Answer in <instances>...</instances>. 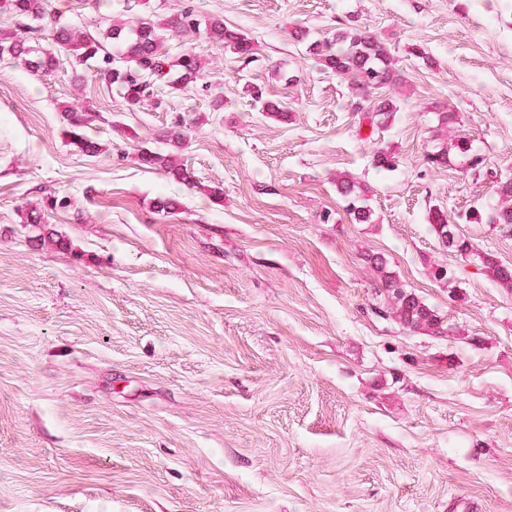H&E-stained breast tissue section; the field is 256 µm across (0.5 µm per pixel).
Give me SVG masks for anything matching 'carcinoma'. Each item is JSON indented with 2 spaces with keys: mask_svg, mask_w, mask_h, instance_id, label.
Returning a JSON list of instances; mask_svg holds the SVG:
<instances>
[{
  "mask_svg": "<svg viewBox=\"0 0 512 512\" xmlns=\"http://www.w3.org/2000/svg\"><path fill=\"white\" fill-rule=\"evenodd\" d=\"M0 12L39 22L35 31L43 40L82 62L102 58L98 79L106 87L118 89L131 110L151 99L153 86L158 83L171 88L182 87L204 76L207 57L202 48L191 47L173 58L163 51L171 33L192 30L204 43L222 44L244 63L252 61L255 54L254 41L247 32L230 29L223 19L216 17L202 24L189 9L166 16L147 13L134 19L115 18L97 36L76 27L56 24L50 17L48 0H0ZM0 52L7 53L33 75L50 70L55 64L53 53L37 49L30 44L29 38H22L13 31H0ZM309 52L321 72L351 79L358 125L367 124L374 131L391 124L397 107L393 101L377 98L375 94L398 84L400 72L386 44L373 29L368 26L338 29L333 38L312 42ZM91 119L89 112L67 113L68 129L64 130V135L76 151L96 156L104 152L102 145L83 131ZM456 120V113L452 111L438 113L435 138L443 139L454 128ZM187 129L188 123L181 119L169 128L165 138L170 144L179 146L186 140ZM138 158L142 165L156 168L179 182L191 180L188 169L177 163L170 153L142 149ZM336 189L347 202L346 210L353 221L358 224L373 222L369 205L371 188L367 184L343 174L336 177ZM492 196V203L470 212L467 220L476 224L512 225V177L497 179ZM69 205L68 198L50 195L44 200V206L29 209L25 223H40L46 206L56 209ZM179 206L178 200L164 194L153 200V209L158 213L171 214ZM428 222L445 247L476 257L481 269L487 271L500 287L512 290V267L478 252L468 240L457 235L455 220L448 211L441 207L431 209ZM366 260L378 275L376 294L383 298L382 313L391 314L409 331H423L431 336L454 333L453 326L445 325L443 318L414 290L400 283L389 270L383 255L368 254Z\"/></svg>",
  "mask_w": 512,
  "mask_h": 512,
  "instance_id": "cac0c4a2",
  "label": "carcinoma"
}]
</instances>
